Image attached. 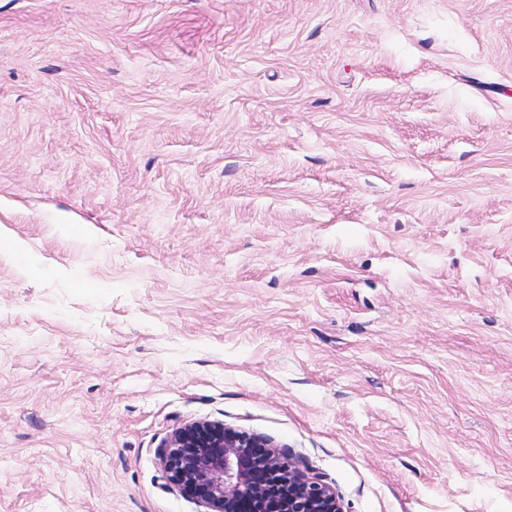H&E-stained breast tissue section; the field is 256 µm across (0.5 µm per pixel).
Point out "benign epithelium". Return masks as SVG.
<instances>
[{
    "instance_id": "7a95c632",
    "label": "benign epithelium",
    "mask_w": 512,
    "mask_h": 512,
    "mask_svg": "<svg viewBox=\"0 0 512 512\" xmlns=\"http://www.w3.org/2000/svg\"><path fill=\"white\" fill-rule=\"evenodd\" d=\"M166 481L205 512H342L335 490L277 446L213 421L175 429L158 450Z\"/></svg>"
}]
</instances>
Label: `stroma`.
I'll use <instances>...</instances> for the list:
<instances>
[{
    "label": "stroma",
    "mask_w": 512,
    "mask_h": 512,
    "mask_svg": "<svg viewBox=\"0 0 512 512\" xmlns=\"http://www.w3.org/2000/svg\"><path fill=\"white\" fill-rule=\"evenodd\" d=\"M198 420L512 512V0H0V512Z\"/></svg>",
    "instance_id": "stroma-1"
}]
</instances>
